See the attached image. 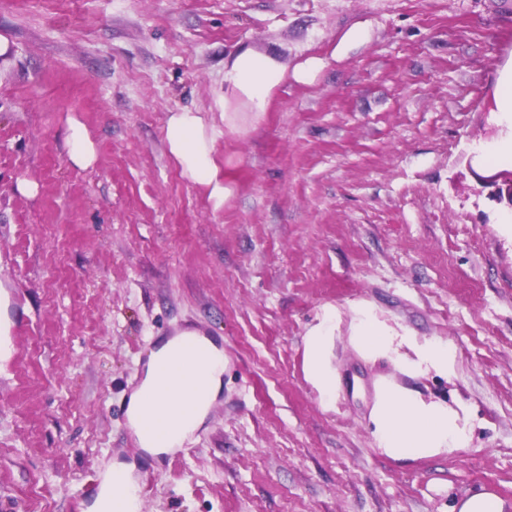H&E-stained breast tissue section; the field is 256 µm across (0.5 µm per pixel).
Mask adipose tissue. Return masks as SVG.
Instances as JSON below:
<instances>
[{
	"mask_svg": "<svg viewBox=\"0 0 512 512\" xmlns=\"http://www.w3.org/2000/svg\"><path fill=\"white\" fill-rule=\"evenodd\" d=\"M312 56L286 71L272 56L251 50L233 56L224 68L223 127L207 121L201 112L183 108L172 112L164 128L168 153L187 181L205 188L215 206L231 196V178L215 152L222 130H240L239 111L247 109L251 121H260L274 90L287 78L307 83L324 67ZM337 311L325 308L319 324L305 337V372L322 403H332L339 379L329 360L336 331ZM350 339L367 359H386L405 376L456 374L457 353L448 342L400 333L381 321L373 309H353ZM179 338L163 343L150 357L142 382L128 409L130 425L141 447L161 454L182 445L204 421L223 386L225 357L212 341L203 338L201 353L180 354ZM378 448L395 460H417L466 447L471 432L470 408L465 402L448 405L424 400L420 393L386 382L371 411Z\"/></svg>",
	"mask_w": 512,
	"mask_h": 512,
	"instance_id": "1",
	"label": "adipose tissue"
}]
</instances>
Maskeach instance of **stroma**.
Segmentation results:
<instances>
[{
	"mask_svg": "<svg viewBox=\"0 0 512 512\" xmlns=\"http://www.w3.org/2000/svg\"><path fill=\"white\" fill-rule=\"evenodd\" d=\"M355 27L365 41L332 58ZM0 35V512H87L117 464L140 512H452L482 488L512 503V208L481 183L512 138V0H0ZM246 48L325 65L216 141L233 178L217 208L163 128L182 108L219 119ZM358 302L448 341L456 377L362 357ZM327 305L329 406L304 372ZM186 331L223 350V388L153 455L130 397ZM384 379L468 403L469 446L386 456L370 423ZM70 161L78 167H88L96 158L94 144L86 129L78 122H71L67 136Z\"/></svg>",
	"mask_w": 512,
	"mask_h": 512,
	"instance_id": "1",
	"label": "stroma"
}]
</instances>
